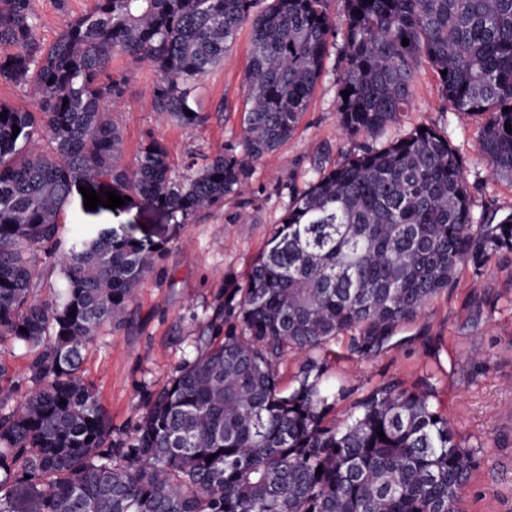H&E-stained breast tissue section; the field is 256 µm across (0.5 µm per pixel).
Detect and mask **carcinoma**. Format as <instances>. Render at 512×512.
<instances>
[{
	"label": "carcinoma",
	"instance_id": "1",
	"mask_svg": "<svg viewBox=\"0 0 512 512\" xmlns=\"http://www.w3.org/2000/svg\"><path fill=\"white\" fill-rule=\"evenodd\" d=\"M346 5L340 28L327 0H94L46 44L30 0H0V80L37 104L0 103V342L27 349L34 385L20 392L0 362V512H460L475 456L432 391L384 383L336 422L345 390L313 356L346 331L357 353H376L462 267L512 250V214L474 223L463 163L435 128L368 146L295 191L245 284L224 289L196 355L144 394L127 433L112 435L82 377V351L122 325L165 248L109 229L64 237L73 186L104 179L184 219L221 206L295 132L331 37L345 44L336 86L347 133L398 121L424 62L455 111L487 115L480 151L512 179V0ZM245 25L238 147L179 178L150 135L122 164L109 108L125 85L112 59L148 63L155 111L196 127L205 115L192 84L224 64ZM42 256L60 282L47 300L36 296ZM289 351L305 359L285 390Z\"/></svg>",
	"mask_w": 512,
	"mask_h": 512
}]
</instances>
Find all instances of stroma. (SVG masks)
<instances>
[{"label":"stroma","instance_id":"obj_1","mask_svg":"<svg viewBox=\"0 0 512 512\" xmlns=\"http://www.w3.org/2000/svg\"><path fill=\"white\" fill-rule=\"evenodd\" d=\"M93 0H32L37 34L52 42L69 19L86 14ZM250 31L242 29L224 64L203 76L195 96L207 120L180 126L155 111L153 69L115 58L112 74L124 78L125 94L111 108L124 133V162H133L147 136L168 147L176 175L192 157L237 144L242 120ZM345 64L342 40L330 43L324 75L292 136L258 160L238 193L221 207L184 220L161 210L124 204L86 209L73 190L59 222L71 236L98 227L166 249L160 276L147 277L121 328L104 331L84 353V375L100 392L116 431L129 429L143 409V394L163 387L175 367L192 356L206 317L228 279L246 273L281 224L292 192L316 169H329L369 145V136L346 133L337 112L336 75ZM484 116L455 111L442 96L429 66H422L408 112L390 125L380 143L419 126L444 131L465 168L474 221L497 223L512 213V181L491 173L477 140ZM350 334L329 344L328 376L344 386L336 405L344 418L354 404L385 382L430 387L434 403L473 446L478 465L462 493L461 512H512V251L493 253L482 268L463 267L453 288L438 294L413 321L401 324L375 355L351 353Z\"/></svg>","mask_w":512,"mask_h":512}]
</instances>
